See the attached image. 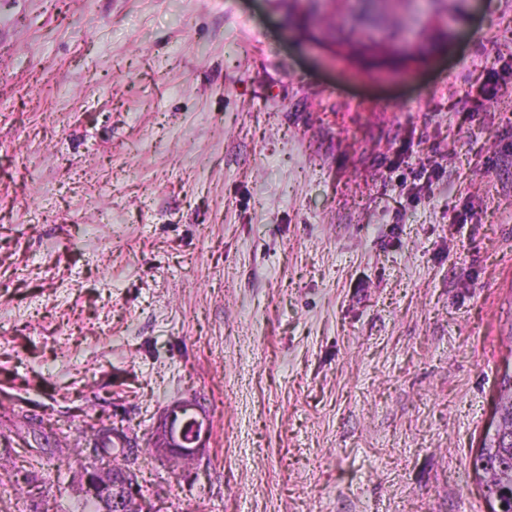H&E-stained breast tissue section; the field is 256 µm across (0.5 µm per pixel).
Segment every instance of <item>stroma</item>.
<instances>
[{"instance_id":"1","label":"stroma","mask_w":512,"mask_h":512,"mask_svg":"<svg viewBox=\"0 0 512 512\" xmlns=\"http://www.w3.org/2000/svg\"><path fill=\"white\" fill-rule=\"evenodd\" d=\"M446 4L400 77L275 0H0L1 464L114 422L164 512H495L512 94L468 86L512 0ZM178 401L210 423L185 466ZM66 453L40 512L84 497ZM209 434L208 420L194 402H181L173 405L167 412L159 437L162 454L175 462L185 456L195 457ZM192 457H185L180 464H188Z\"/></svg>"}]
</instances>
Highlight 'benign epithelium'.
Wrapping results in <instances>:
<instances>
[{"mask_svg": "<svg viewBox=\"0 0 512 512\" xmlns=\"http://www.w3.org/2000/svg\"><path fill=\"white\" fill-rule=\"evenodd\" d=\"M209 434L208 420L194 402H181L173 405L167 412L159 438L162 442V454L178 462L185 456H196L205 443ZM94 440L100 444H116L119 449H128L125 430L117 426H103L95 431ZM138 471L133 467L127 471L124 482L116 493L109 494L91 476L85 482L94 486V493L101 504L102 512H117L122 502L136 499L142 512H161L147 506L138 490Z\"/></svg>", "mask_w": 512, "mask_h": 512, "instance_id": "benign-epithelium-1", "label": "benign epithelium"}]
</instances>
